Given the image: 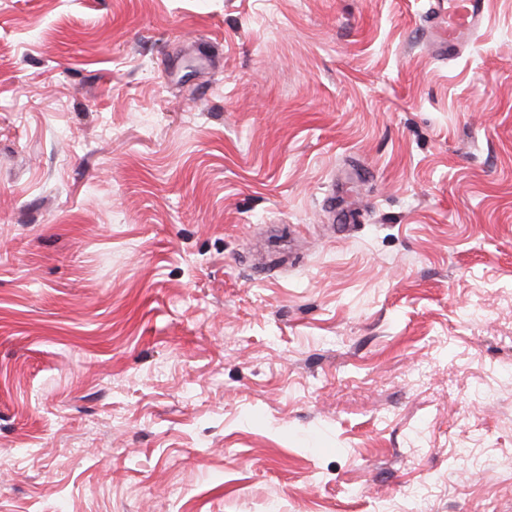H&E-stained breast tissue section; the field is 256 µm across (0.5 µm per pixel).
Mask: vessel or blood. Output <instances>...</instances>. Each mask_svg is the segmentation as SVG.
<instances>
[{
	"label": "vessel or blood",
	"mask_w": 512,
	"mask_h": 512,
	"mask_svg": "<svg viewBox=\"0 0 512 512\" xmlns=\"http://www.w3.org/2000/svg\"><path fill=\"white\" fill-rule=\"evenodd\" d=\"M486 13V0H436L429 20L440 49L456 53L461 37L478 28Z\"/></svg>",
	"instance_id": "b4317fda"
}]
</instances>
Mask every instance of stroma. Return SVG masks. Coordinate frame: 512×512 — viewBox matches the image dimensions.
<instances>
[{
    "instance_id": "obj_1",
    "label": "stroma",
    "mask_w": 512,
    "mask_h": 512,
    "mask_svg": "<svg viewBox=\"0 0 512 512\" xmlns=\"http://www.w3.org/2000/svg\"><path fill=\"white\" fill-rule=\"evenodd\" d=\"M0 0V512H512V0ZM487 13L486 0H437L429 21L432 23L439 48L455 54L461 46L460 38L478 28ZM445 20V21H444ZM448 20V27L447 25Z\"/></svg>"
}]
</instances>
